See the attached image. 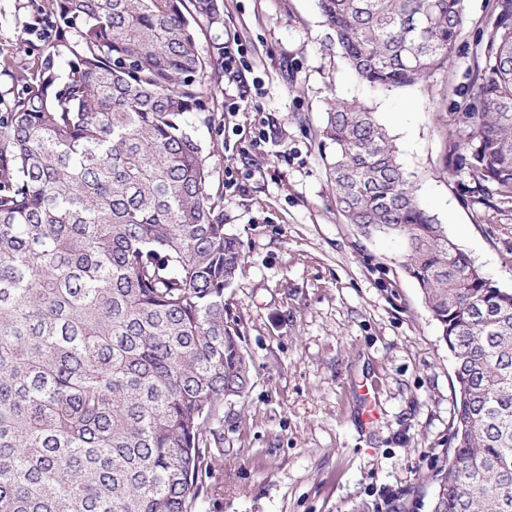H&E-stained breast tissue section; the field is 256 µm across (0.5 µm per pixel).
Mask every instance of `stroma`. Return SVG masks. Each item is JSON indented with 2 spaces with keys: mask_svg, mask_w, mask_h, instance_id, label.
Returning a JSON list of instances; mask_svg holds the SVG:
<instances>
[{
  "mask_svg": "<svg viewBox=\"0 0 512 512\" xmlns=\"http://www.w3.org/2000/svg\"><path fill=\"white\" fill-rule=\"evenodd\" d=\"M44 0H0V64H33L49 36ZM447 69L392 91L359 81L330 47L317 0H224L241 82L197 123L217 145L226 233L244 268L224 301L251 359L244 397L225 400L219 465L195 512H430L450 446L454 365L395 241L361 237L337 211L319 131L328 102L375 112L420 202L499 288L512 290V199L472 193L444 162L452 116L473 101L496 0H465ZM238 111H230L231 103Z\"/></svg>",
  "mask_w": 512,
  "mask_h": 512,
  "instance_id": "stroma-1",
  "label": "stroma"
}]
</instances>
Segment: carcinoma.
<instances>
[{
    "mask_svg": "<svg viewBox=\"0 0 512 512\" xmlns=\"http://www.w3.org/2000/svg\"><path fill=\"white\" fill-rule=\"evenodd\" d=\"M53 41L0 114V512H193L212 424L251 382L224 289L243 269L192 119L210 121L222 0H45ZM464 0H318L372 87L448 65ZM454 118L451 161L512 194V0ZM336 207L404 267L454 358L431 512H512V291L420 204L387 129L336 100Z\"/></svg>",
    "mask_w": 512,
    "mask_h": 512,
    "instance_id": "carcinoma-1",
    "label": "carcinoma"
}]
</instances>
